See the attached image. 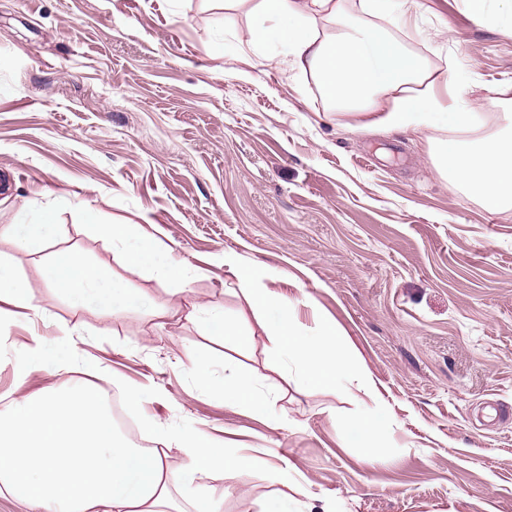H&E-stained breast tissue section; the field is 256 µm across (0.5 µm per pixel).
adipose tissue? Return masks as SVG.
<instances>
[{
  "instance_id": "ef3b65f1",
  "label": "adipose tissue",
  "mask_w": 512,
  "mask_h": 512,
  "mask_svg": "<svg viewBox=\"0 0 512 512\" xmlns=\"http://www.w3.org/2000/svg\"><path fill=\"white\" fill-rule=\"evenodd\" d=\"M251 6L254 22L249 42L269 50V59L313 75L322 96L336 113L357 116L360 128L410 129L422 134L446 130L431 154L439 173L459 181L493 211L512 209V113H504L507 130L486 133L487 118L471 111L464 96L449 97L447 82H436L429 62L405 48L385 29L387 23L418 11L420 0H223L235 10ZM374 23H367V16ZM338 27L322 34L319 23ZM85 223L99 225L120 253L124 269L151 272L166 281L187 283L186 266L170 248L137 224H100L91 208ZM22 245L39 255L41 281L68 297L75 309L91 304L111 313L114 304L151 309L153 317L177 315L178 306L151 308L149 299L124 282L106 277L78 252L56 248L57 211L33 203L18 208L11 221ZM29 281L0 261V325L16 318L49 321L34 305ZM190 317L203 335L217 340L248 341L255 330L227 318L218 308L193 304ZM62 354L33 339L13 363L17 379L42 368L67 375L65 386L37 397L11 401L0 412V494L32 504L38 512H183L173 494L187 491L193 512H220L209 493L211 473L238 478L251 457L228 451L203 432L152 419L144 427L157 442L144 449L116 433L101 388L71 380L74 372L101 373L100 364L80 349V326L61 327ZM209 358L191 368L194 386L208 397L256 416L267 415L270 402L250 374L228 366L216 377ZM186 461L173 465L169 449Z\"/></svg>"
}]
</instances>
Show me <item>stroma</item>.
<instances>
[{
    "label": "stroma",
    "instance_id": "stroma-1",
    "mask_svg": "<svg viewBox=\"0 0 512 512\" xmlns=\"http://www.w3.org/2000/svg\"><path fill=\"white\" fill-rule=\"evenodd\" d=\"M421 2L416 28L391 34L467 88L496 131L512 103V0L479 15L468 0ZM252 22L215 0H0V227L6 211L58 204V248L155 305L231 318L250 309L222 257L258 263L302 327L326 315L344 329L398 454L367 461L344 447L336 415L351 398L287 373L267 380L265 337L222 345L180 316L73 312L13 235L0 256L52 320L0 328V395L59 388L39 370L16 380L12 357L78 321L105 392L143 389L141 408L124 409L137 442L156 416L253 456L242 478L213 474L221 512H263L284 492L302 512H512V210L488 211L439 175L417 133L336 116L313 76L253 48ZM85 206L105 223L145 224L186 265L185 293L126 272L83 223ZM200 352L216 372L229 357L259 379L279 428L197 391L188 368ZM278 468L288 485L272 480Z\"/></svg>",
    "mask_w": 512,
    "mask_h": 512
}]
</instances>
